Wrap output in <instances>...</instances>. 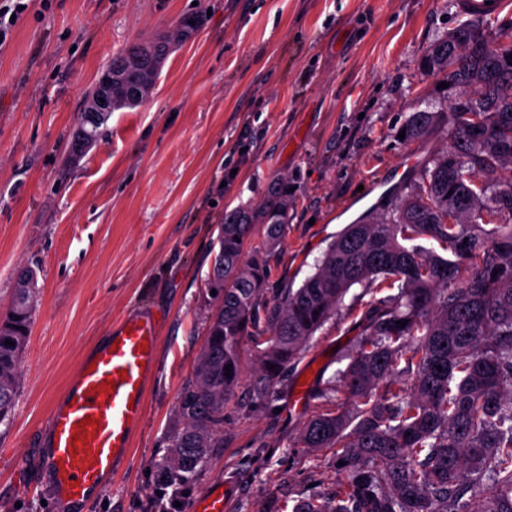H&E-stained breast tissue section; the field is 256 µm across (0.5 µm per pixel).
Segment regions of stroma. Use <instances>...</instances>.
<instances>
[{
    "instance_id": "obj_1",
    "label": "stroma",
    "mask_w": 512,
    "mask_h": 512,
    "mask_svg": "<svg viewBox=\"0 0 512 512\" xmlns=\"http://www.w3.org/2000/svg\"><path fill=\"white\" fill-rule=\"evenodd\" d=\"M187 15L152 94L110 113L82 157L68 145L113 56ZM463 20L450 0H31L0 47V307L18 268L37 273V306L9 426L0 427V512H154L175 406L193 378L212 304L205 293L224 212L258 203L268 182L294 188L270 285L301 283L336 232L448 148L438 131L401 143L413 107L444 108L426 47ZM149 316L159 344L146 411L111 487L79 506L57 491L46 417L77 363L127 317ZM356 315L325 324L275 409L244 394L186 484L190 512L212 484L228 512H288L333 492L328 449L299 447L320 388L346 364ZM305 407H291L301 380Z\"/></svg>"
}]
</instances>
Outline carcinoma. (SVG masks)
<instances>
[{"label": "carcinoma", "mask_w": 512, "mask_h": 512, "mask_svg": "<svg viewBox=\"0 0 512 512\" xmlns=\"http://www.w3.org/2000/svg\"><path fill=\"white\" fill-rule=\"evenodd\" d=\"M194 31L183 21L112 57L99 79L112 78V110L142 102L161 52ZM510 54L507 32L481 55L445 37L426 48V71L444 75L463 101L414 108L403 142L449 128L450 149L428 158L395 202L346 225L298 287H269L292 207L288 179H271L256 205L224 210L205 282L214 308L167 437L168 482L189 481L206 462L243 380V341L257 355L250 399L266 407L360 285L396 293L363 312L349 362L299 435L303 448L334 450L346 480L333 497H302L290 512H512V69L501 66ZM416 239L449 257L407 245ZM36 287L33 269L18 270L0 313V424L15 405Z\"/></svg>", "instance_id": "cac0c4a2"}]
</instances>
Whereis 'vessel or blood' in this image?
<instances>
[{
    "mask_svg": "<svg viewBox=\"0 0 512 512\" xmlns=\"http://www.w3.org/2000/svg\"><path fill=\"white\" fill-rule=\"evenodd\" d=\"M511 1L463 0L461 9L464 15L490 20ZM157 346L152 320L130 322L113 335L111 347L80 361L63 391L62 405L50 409L48 465L65 496L84 500L111 479L118 460L130 457ZM88 417L97 420V427L85 425ZM227 508L224 488L218 485L197 496L191 512H226Z\"/></svg>",
    "mask_w": 512,
    "mask_h": 512,
    "instance_id": "1",
    "label": "vessel or blood"
}]
</instances>
